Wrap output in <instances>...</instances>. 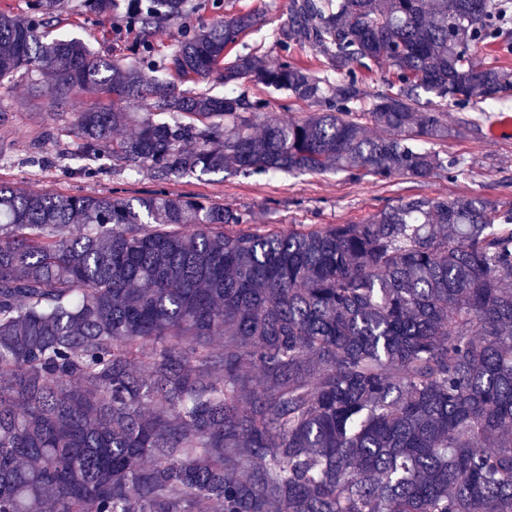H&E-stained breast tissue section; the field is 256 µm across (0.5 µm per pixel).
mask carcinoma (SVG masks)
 Returning a JSON list of instances; mask_svg holds the SVG:
<instances>
[{
  "instance_id": "carcinoma-1",
  "label": "carcinoma",
  "mask_w": 512,
  "mask_h": 512,
  "mask_svg": "<svg viewBox=\"0 0 512 512\" xmlns=\"http://www.w3.org/2000/svg\"><path fill=\"white\" fill-rule=\"evenodd\" d=\"M189 0H136L124 64L0 9V83L50 75L80 173L336 172L426 181L448 105L512 98L495 0H289L292 58L225 52L261 18L154 36ZM394 92L373 94L372 66ZM316 110L261 117L248 87ZM169 114L173 122L158 116ZM134 126L135 135L114 136ZM378 135L372 137L369 131ZM512 512V207L399 200L363 224L258 231L224 205L0 182V512Z\"/></svg>"
}]
</instances>
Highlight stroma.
Segmentation results:
<instances>
[{
    "instance_id": "obj_1",
    "label": "stroma",
    "mask_w": 512,
    "mask_h": 512,
    "mask_svg": "<svg viewBox=\"0 0 512 512\" xmlns=\"http://www.w3.org/2000/svg\"><path fill=\"white\" fill-rule=\"evenodd\" d=\"M69 2L68 12L48 24L51 35L78 37L96 54L132 59L136 36L123 21L127 0H115L107 16L84 12L82 0ZM288 4L289 0H223L222 8L202 9L189 15L186 23L206 26L228 13L258 12L262 24L242 35L233 52L256 53L274 65L283 56L277 30ZM48 86V79L34 83L23 75L0 83V140L11 145L9 157L0 161V181L27 191L94 196L116 191L134 197L162 187L175 195H199L222 203L244 214L252 227L271 224L284 232L315 224H361L400 198L416 194L447 200L479 194L512 205V100L449 106L450 135L439 149L465 158L468 165L466 174L455 178L437 176L423 183L408 176L380 180L345 173H224L174 177L161 185L146 171L117 172L97 180L79 177L81 161L72 153V120L90 96L79 91L57 106ZM34 153L57 159V166L26 165L25 157Z\"/></svg>"
}]
</instances>
